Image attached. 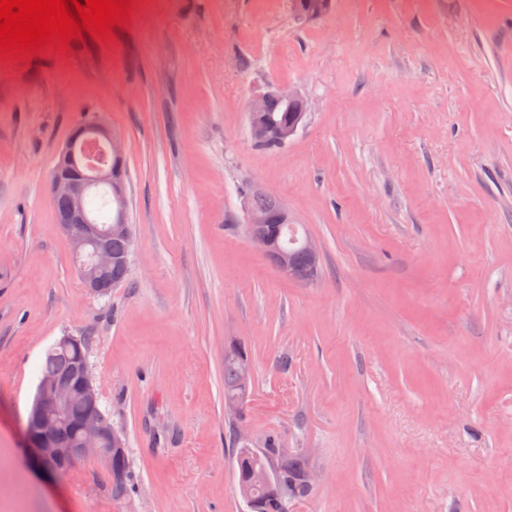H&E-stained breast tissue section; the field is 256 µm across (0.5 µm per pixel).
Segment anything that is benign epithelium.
<instances>
[{
  "mask_svg": "<svg viewBox=\"0 0 512 512\" xmlns=\"http://www.w3.org/2000/svg\"><path fill=\"white\" fill-rule=\"evenodd\" d=\"M294 14L299 18H315L326 8L325 0H292ZM273 100L293 108L287 121L276 123L267 116V107ZM310 109L309 100L297 91L281 85H269L255 93L248 109L250 136L256 143H288L304 124ZM53 198L63 203L59 227L68 238L77 270L85 289L94 297L108 296L117 282L109 277L112 266L128 263L134 245L131 225L124 205L127 199V175L124 168V150L121 139L112 133L109 125L94 119L76 126L68 141L59 150L49 173ZM105 189L113 201L108 227L100 228L97 216L88 206L90 197ZM248 239L270 260L285 278H296V254L281 242V231L292 223L288 211L274 218L267 212L252 209L247 212ZM119 237L126 241L124 255H115L109 240ZM299 252L310 262V270L303 281L318 277L321 253L308 236L296 240ZM76 382L66 385L58 380H42L28 415L29 429L24 435V454L27 464L47 476L68 472L80 459L99 457L107 468H112V456L123 452L125 441L120 430L106 418L100 408V394L89 374L88 364L74 369ZM76 396L81 397L89 411L76 427L75 436L68 444L58 441L59 431L66 424L67 408ZM236 443L244 451L254 454L247 480L239 484L241 497L248 512H259L260 500L254 496L257 489L268 492L271 501L278 499L277 471L256 455L246 426L235 428Z\"/></svg>",
  "mask_w": 512,
  "mask_h": 512,
  "instance_id": "7a95c632",
  "label": "benign epithelium"
}]
</instances>
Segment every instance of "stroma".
Segmentation results:
<instances>
[{
    "label": "stroma",
    "mask_w": 512,
    "mask_h": 512,
    "mask_svg": "<svg viewBox=\"0 0 512 512\" xmlns=\"http://www.w3.org/2000/svg\"><path fill=\"white\" fill-rule=\"evenodd\" d=\"M111 44L0 61V512H246L224 347L248 351L254 439L321 482L291 512H512V0H142ZM269 84L311 109L257 148ZM124 146L131 275L90 296L48 176L72 130ZM321 250L310 283L248 240L240 189ZM91 339L131 498L89 457L19 461L46 349ZM118 476V472H115ZM133 471L131 462L126 451V459L123 464L122 473L119 477L112 475V495L113 497L125 498L133 492Z\"/></svg>",
    "instance_id": "stroma-1"
}]
</instances>
